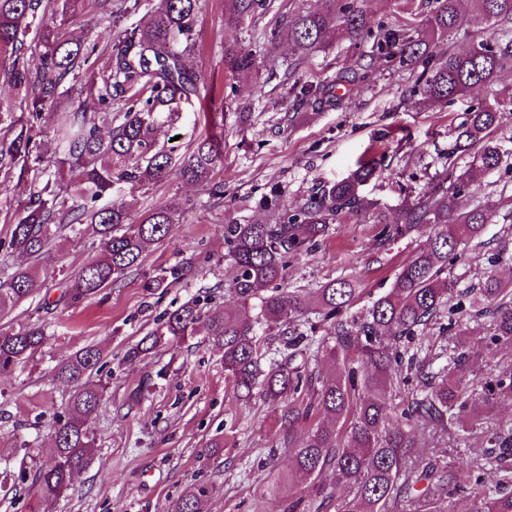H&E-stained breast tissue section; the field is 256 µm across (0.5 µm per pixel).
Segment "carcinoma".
Instances as JSON below:
<instances>
[{
	"mask_svg": "<svg viewBox=\"0 0 512 512\" xmlns=\"http://www.w3.org/2000/svg\"><path fill=\"white\" fill-rule=\"evenodd\" d=\"M51 2L0 0V74L30 100L25 117L14 116L0 103V124L7 123L6 134L0 137V172L16 171L20 178L28 173L36 137L50 128L57 162L68 169L74 190L64 195L55 180L46 179L11 225L5 249L16 262L7 280L0 282V315L40 293L38 274L29 261L47 254L66 229L77 235L90 232L102 245L98 256L63 278L62 298L72 306L122 281L138 269L152 245L173 235L179 223L176 207L158 206L136 218L132 203L125 199L97 206L101 198L112 195L114 182L127 184L133 193L173 170L184 181L204 182L222 160L221 144L215 139L196 142L179 161L173 150L157 147L153 137L156 126L172 120L180 104L201 99L204 81L186 62L187 52L196 47L200 0H158L111 42V67L97 87L102 109L117 121L106 138L98 113L86 111L80 103L60 109L66 85L79 79L94 47L69 29L67 13H61L58 22L47 19ZM461 2L437 0L427 20L432 36L444 37L454 29ZM470 2L479 18L501 27V32L463 51L438 56L426 53L422 42L404 28L374 25L361 0H323L322 6L297 13L285 26L301 56L326 48L332 30L354 44L372 40L400 66L422 69L413 92L428 103L448 104L472 87L494 81L512 65V0ZM123 3L126 7L114 11L112 0H97L99 10L114 24L142 6L141 0ZM269 7L270 0H226L224 24L242 30ZM32 28L41 48L36 66L27 59ZM224 68L254 78L256 89H261L259 62L244 44H224ZM356 78L354 70H343L330 84L301 86L296 97L315 107H335L341 97L334 88ZM498 123L499 110L480 102L469 105L457 128L455 148L466 151L480 145L473 164L456 178L453 191L438 184L401 208L394 220L361 194L360 187L375 172L371 162L361 161L351 176L322 186L302 204L275 209L271 224L224 225V246L236 268L229 290L242 310L204 318L196 306H183L169 313L162 331L145 336L128 357L136 360L166 336L179 340L202 328L223 349L224 371L241 397L258 391L270 408L281 411L290 429L307 420L313 408L334 417L336 426H311L290 454L295 470L319 482L322 502H336V512H393L400 500L409 512H512V427L493 430L485 450L500 473L496 484L487 486L479 468L468 487H456L448 468L425 461L420 449L448 436L452 427L457 429L454 441H463L461 434L479 421L473 391L450 370L431 376L420 394L407 391L399 352L402 339L436 321L460 294L469 297L472 317L489 319L490 343L512 345V289L489 275L481 287L462 293L448 275V262L457 258L462 241L478 235L492 216L490 205L460 211L458 197L498 167L501 155L490 137ZM346 217L376 224L382 247L425 224L432 229L390 291L360 317L348 315L359 295L351 280H333L317 288L283 287L290 259L317 246L328 235V226ZM186 271L183 264L163 267L143 287L152 293L164 291L180 282ZM255 299L264 325L281 337L279 359H267L269 350L247 315L248 304ZM306 310H315L330 322L329 339L316 343L298 328L296 318ZM49 345L38 322L1 330L0 372L10 373L34 361ZM313 345L331 363L315 379L305 373V363L297 362ZM101 360L99 349L87 346L55 365V376L72 387V394L55 428L51 461L32 477L43 512H52L67 496L74 473L88 464L95 443L93 420L107 403L106 385L90 381ZM313 380L318 386L307 398L305 391ZM395 397L399 402L392 406L389 401ZM478 399L486 407L512 400V369L488 376ZM206 494L204 486L191 488L171 512H201Z\"/></svg>",
	"mask_w": 512,
	"mask_h": 512,
	"instance_id": "obj_1",
	"label": "carcinoma"
}]
</instances>
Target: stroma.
<instances>
[{"instance_id": "stroma-1", "label": "stroma", "mask_w": 512, "mask_h": 512, "mask_svg": "<svg viewBox=\"0 0 512 512\" xmlns=\"http://www.w3.org/2000/svg\"><path fill=\"white\" fill-rule=\"evenodd\" d=\"M419 2L415 9L405 0H364L363 7L374 22L388 28L401 25L423 38L433 3ZM68 22L96 44L89 71L101 74L109 65L108 45L117 26L100 17L94 0H77ZM197 24L204 46L188 56L189 66L206 83L234 87L235 93L227 99L223 121L205 118L186 105L158 127L156 138L174 145L181 155L195 141L211 137L222 141L223 159L207 182H186L172 174L134 192L126 184L115 185L113 197L131 198L133 214L172 204L181 216L172 239L153 245L138 270L96 298L69 306L61 298V278L52 269L62 265L72 271L92 260L100 251L97 238L88 235L76 242L62 236L48 256L35 260V267L50 270V277L43 281L38 301L0 316V330L37 321L51 334L52 347L33 365L0 375V473L9 476L0 488V512H38L29 482L16 476L49 461L52 415L64 410L70 391L55 380L54 366L87 345L97 346L106 361L100 376L109 384L110 399L94 423L91 460L54 512H168L172 502L198 485L207 489L204 512H289L293 498L299 502L296 512H317L320 498L312 481L294 475L285 497L267 492L272 471L289 468L288 443L304 435L305 424L287 427L260 398L241 400L224 372L222 351L204 332L173 345H157L133 362L125 354L160 327L165 313L188 301L199 300L206 313L238 308L227 289L235 267L225 253L224 226L269 223V200L278 197L298 205L322 185L350 176L359 161L372 158L377 171L361 192L390 215L438 182L456 179L473 160L472 153L457 151L454 144L474 101L500 110L494 137L501 162L478 190L459 199L465 210L492 204L493 214L481 237L466 246L448 271L463 289L479 287L490 274L512 289V106L506 103L512 95V67L493 83L441 107L413 94L417 72L390 62L371 44L333 37L328 50L304 58L284 36L273 75L256 94L249 80H233L224 69L225 41L247 38L242 31L225 28L224 0H204ZM488 34L466 2L457 29L436 40L434 49L459 51ZM350 68L359 77L341 88L340 107L320 109L296 101L293 84H315ZM40 140L43 157L37 171L11 180L8 196H0V240L8 238L35 180L50 175L60 186L69 183L67 172L56 167L49 134H41ZM429 234L425 227L382 248L374 224L347 219L330 225L317 250L291 259L288 285L315 288L336 278H355L363 293L354 310L364 312L372 298L391 288ZM181 261L187 274L180 284L160 294L144 290V276ZM442 315L452 320L453 333L433 323L402 340L401 349L417 363L409 377L448 366L456 347L454 332L474 325L453 302ZM485 342V336L474 338L472 345L481 355L459 370L468 383L476 385L499 369H512V346H498L487 356L482 352ZM135 389L141 396L133 401L129 394ZM511 425L512 401L498 403L461 445L443 443L424 449L423 456L450 467L458 485L467 486L473 467L483 462L489 431Z\"/></svg>"}]
</instances>
